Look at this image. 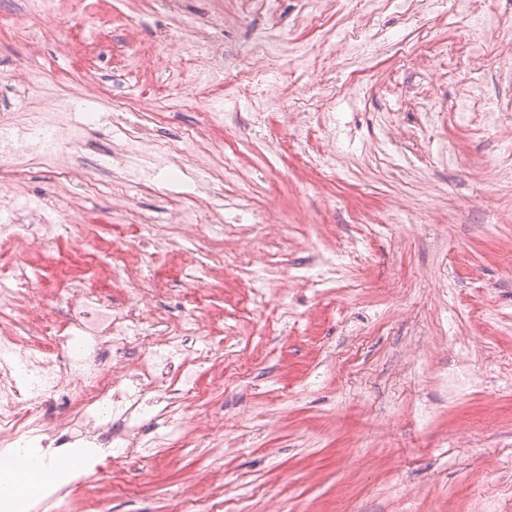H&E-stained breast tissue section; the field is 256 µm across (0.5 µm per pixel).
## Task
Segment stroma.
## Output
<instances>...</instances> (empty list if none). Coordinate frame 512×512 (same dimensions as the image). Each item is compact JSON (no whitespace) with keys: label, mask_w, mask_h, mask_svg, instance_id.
<instances>
[{"label":"stroma","mask_w":512,"mask_h":512,"mask_svg":"<svg viewBox=\"0 0 512 512\" xmlns=\"http://www.w3.org/2000/svg\"><path fill=\"white\" fill-rule=\"evenodd\" d=\"M91 2L56 0L26 40L0 30V110L70 113L92 145L64 182L30 165L22 205L85 215L108 240L116 224L165 223L196 192L259 243L245 268L235 236L220 260L190 244L155 259L156 316L188 310L177 275L195 264L224 284L200 312L238 332L213 338L199 399H173L186 449L85 458L112 512H168L178 490L217 496L220 512H512V224L498 220L512 207V57L498 51L512 0H276L271 16L242 0ZM265 36L280 59L257 79ZM171 42L165 65L128 73L126 49ZM215 46L222 79L192 84ZM23 69L39 87L14 79ZM279 83L290 99L263 112ZM135 106L154 113L153 142L223 113L208 161L236 155L237 177L190 183L179 154L127 161L111 115ZM131 176L144 188L112 210ZM244 189L259 201L246 214ZM90 259L64 241L29 261L60 298ZM258 274L276 289L253 295ZM238 357L251 370L222 383ZM202 401L218 413L206 428L191 422Z\"/></svg>","instance_id":"stroma-1"}]
</instances>
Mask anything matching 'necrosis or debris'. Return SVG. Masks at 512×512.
Listing matches in <instances>:
<instances>
[{"label":"necrosis or debris","mask_w":512,"mask_h":512,"mask_svg":"<svg viewBox=\"0 0 512 512\" xmlns=\"http://www.w3.org/2000/svg\"><path fill=\"white\" fill-rule=\"evenodd\" d=\"M40 137L55 159L58 178H67L83 146L72 141L63 121L42 120ZM197 200L184 202L166 224L142 219L134 238L115 225L112 248L118 252L152 246L165 254L183 241L221 251L227 231L222 221L196 222ZM83 247L94 243L91 224L73 216L66 223H1L0 241L13 254L27 256L55 249L61 240ZM0 445L7 448H52L62 451L75 443L121 453H154L179 445L173 430L144 437L128 422L132 409L153 407L158 418L171 421L166 404L169 378L182 382L181 393L196 397L199 389L185 369L205 363L207 349L190 354L188 340H203L207 325L195 313L177 319L160 335L156 317L147 313L156 291L147 285L142 269L113 268L111 279L126 298L116 305L111 295L83 278L69 289L61 314H49L48 291L27 267L0 260Z\"/></svg>","instance_id":"necrosis-or-debris-1"}]
</instances>
